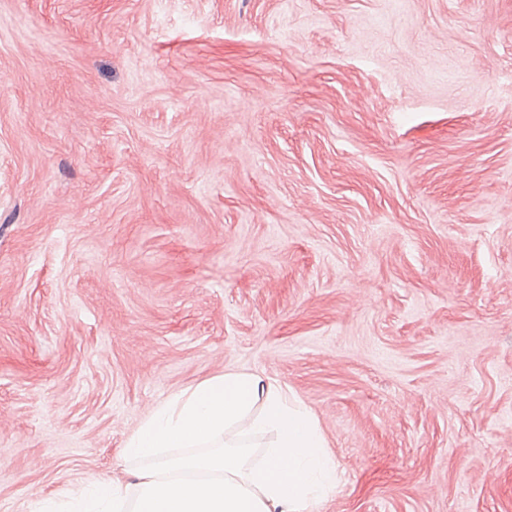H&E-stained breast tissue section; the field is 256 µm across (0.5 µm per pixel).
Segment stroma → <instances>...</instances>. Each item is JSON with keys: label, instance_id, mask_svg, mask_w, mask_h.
Returning a JSON list of instances; mask_svg holds the SVG:
<instances>
[{"label": "stroma", "instance_id": "stroma-1", "mask_svg": "<svg viewBox=\"0 0 512 512\" xmlns=\"http://www.w3.org/2000/svg\"><path fill=\"white\" fill-rule=\"evenodd\" d=\"M226 372L512 512V0H0V512Z\"/></svg>", "mask_w": 512, "mask_h": 512}]
</instances>
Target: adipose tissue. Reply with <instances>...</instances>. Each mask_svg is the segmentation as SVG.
I'll return each mask as SVG.
<instances>
[{"mask_svg": "<svg viewBox=\"0 0 512 512\" xmlns=\"http://www.w3.org/2000/svg\"><path fill=\"white\" fill-rule=\"evenodd\" d=\"M120 476L30 512H314L338 465L314 414L246 373L172 396L128 439Z\"/></svg>", "mask_w": 512, "mask_h": 512, "instance_id": "ef3b65f1", "label": "adipose tissue"}]
</instances>
